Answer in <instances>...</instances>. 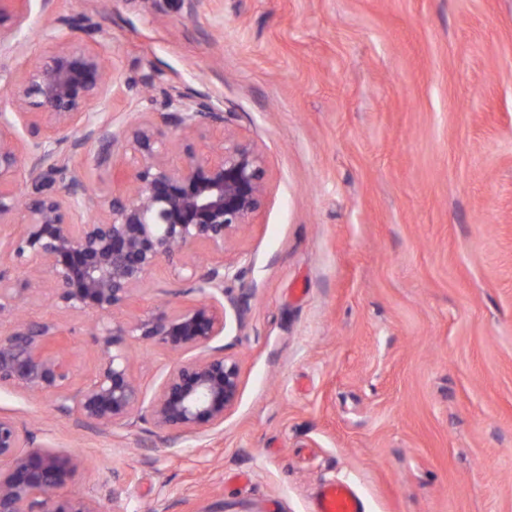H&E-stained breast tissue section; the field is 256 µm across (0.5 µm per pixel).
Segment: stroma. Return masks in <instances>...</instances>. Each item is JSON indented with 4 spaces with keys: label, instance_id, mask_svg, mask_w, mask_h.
<instances>
[{
    "label": "stroma",
    "instance_id": "obj_1",
    "mask_svg": "<svg viewBox=\"0 0 512 512\" xmlns=\"http://www.w3.org/2000/svg\"><path fill=\"white\" fill-rule=\"evenodd\" d=\"M87 16L129 82L207 93L261 150L253 224L225 250L246 306L215 339L241 368L223 425L179 437L143 417L102 431L0 387L34 445L82 459L63 489L99 512H315L343 480L365 512H512V0H54L0 55L18 75ZM174 270L141 306L181 305ZM54 318L96 365L95 314ZM153 398L181 356L131 342Z\"/></svg>",
    "mask_w": 512,
    "mask_h": 512
}]
</instances>
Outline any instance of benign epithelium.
Wrapping results in <instances>:
<instances>
[{"instance_id":"benign-epithelium-1","label":"benign epithelium","mask_w":512,"mask_h":512,"mask_svg":"<svg viewBox=\"0 0 512 512\" xmlns=\"http://www.w3.org/2000/svg\"><path fill=\"white\" fill-rule=\"evenodd\" d=\"M30 0H0V51L12 48L13 31L30 17ZM69 33L29 61L7 84L13 107L0 113V224L25 214L18 237L0 241V387L52 398L55 409L78 423L103 429L132 426L147 412L159 429L196 433L218 427L236 404L238 363L210 343L224 335L227 311L245 322L241 299L224 288V246L253 223L268 182L264 157L251 141L228 128L224 102L174 85L144 87L158 112L132 123L93 120L92 109L125 98L123 85L105 75L109 60L89 40L84 20L61 19ZM74 31L88 36L71 37ZM23 127L35 140L23 139ZM180 132L171 140L164 128ZM88 143L97 145L92 166L107 168L112 189L103 193L77 177L69 162ZM134 166L122 158L125 147ZM182 164L171 161L175 151ZM91 213L81 224L67 214ZM213 259L199 262L196 247ZM28 257L24 287L10 278L13 258ZM164 261L178 267L176 283L196 302L157 309L130 320L113 318L134 307L146 278ZM29 296L48 297L58 309L103 319L94 342L97 365L75 379L76 355L68 330L57 320L29 321L17 308ZM131 340L197 355L174 365L150 403L133 376ZM72 458L33 446L30 432L0 416V512H99L94 501L65 497Z\"/></svg>"}]
</instances>
